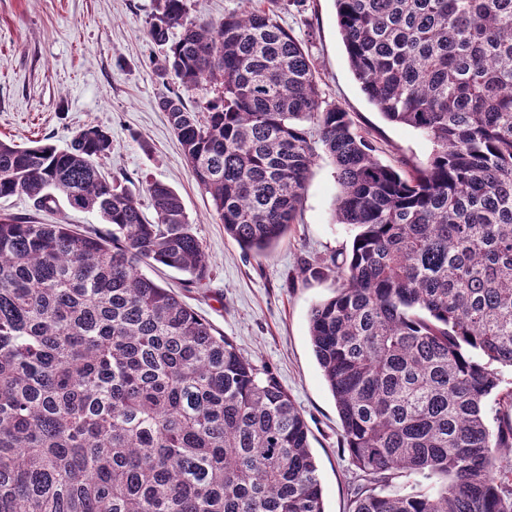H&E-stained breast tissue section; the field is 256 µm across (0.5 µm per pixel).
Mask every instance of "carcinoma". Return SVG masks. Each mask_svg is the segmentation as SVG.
<instances>
[{
  "label": "carcinoma",
  "instance_id": "1",
  "mask_svg": "<svg viewBox=\"0 0 512 512\" xmlns=\"http://www.w3.org/2000/svg\"><path fill=\"white\" fill-rule=\"evenodd\" d=\"M154 2L147 34L181 87L159 106L243 250L296 223L318 151L335 164L334 220L355 235L308 328L363 477L352 512H512V0H334L368 101L433 144L399 170L322 98L280 0L218 24ZM204 82L194 112L183 94ZM111 152L98 125L65 149L0 140V198L60 194L112 226L0 217V512H325L288 391L138 270L204 278L182 198L147 184V220ZM411 475L447 482L395 488Z\"/></svg>",
  "mask_w": 512,
  "mask_h": 512
}]
</instances>
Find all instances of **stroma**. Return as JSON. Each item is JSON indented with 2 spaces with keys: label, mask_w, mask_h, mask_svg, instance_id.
<instances>
[{
  "label": "stroma",
  "mask_w": 512,
  "mask_h": 512,
  "mask_svg": "<svg viewBox=\"0 0 512 512\" xmlns=\"http://www.w3.org/2000/svg\"><path fill=\"white\" fill-rule=\"evenodd\" d=\"M153 9L154 0H0V138L18 144L42 139L63 149L83 126L99 125L112 137L107 170L118 184L136 194L149 181L177 190L209 255V273L190 284L162 265L143 263L140 271L171 288L216 333L276 376L309 427L325 512H349L359 472L343 446L336 404L308 332L310 309L338 286L330 259L348 253L353 239L350 227L333 220L335 166L326 154L316 158L298 222L269 256L243 251L225 235L158 107L178 85L162 68L163 47L146 34ZM278 21L308 50L323 98L370 134L383 163L427 162L432 143L384 120L361 91L333 0H306L300 8L284 2ZM0 214L109 232L96 214L73 210L61 199L39 210L22 194L1 198ZM306 265L318 268V275H302Z\"/></svg>",
  "instance_id": "obj_1"
}]
</instances>
